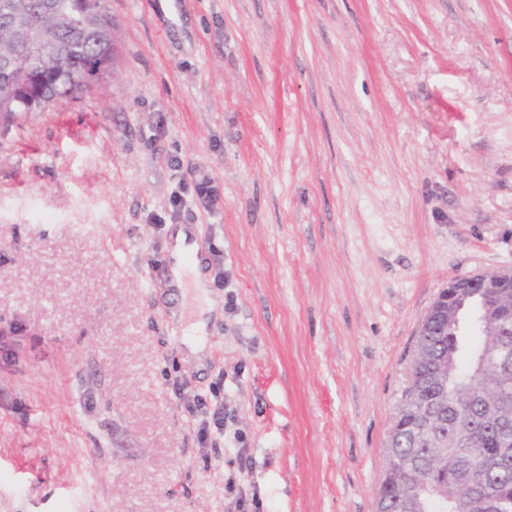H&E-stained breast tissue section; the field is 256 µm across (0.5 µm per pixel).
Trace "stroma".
Returning <instances> with one entry per match:
<instances>
[{
    "instance_id": "stroma-1",
    "label": "stroma",
    "mask_w": 512,
    "mask_h": 512,
    "mask_svg": "<svg viewBox=\"0 0 512 512\" xmlns=\"http://www.w3.org/2000/svg\"><path fill=\"white\" fill-rule=\"evenodd\" d=\"M108 7L113 71L0 124V512H233L238 474L260 512H377L420 320L512 266V0ZM190 232L183 227L175 230L173 234V247L171 250V275L172 284L176 288H184L185 276L189 272L192 275V282L194 288L197 289L199 294L205 299L207 308L202 310L196 321L191 323L187 329L188 336L186 337L185 344L188 353L194 357L199 358L204 350L205 342L204 336L206 334L207 320L203 314L209 312L216 306V301L210 298V293L207 290L208 284L205 274L202 272V263L200 259H195L193 267L187 269L185 264V257L194 252L195 246L189 245L187 240ZM188 412L198 444L206 447L225 438V420L231 417L232 412L231 400L226 396L220 402L216 399L215 403H209L205 396L197 395L193 404L188 406Z\"/></svg>"
}]
</instances>
